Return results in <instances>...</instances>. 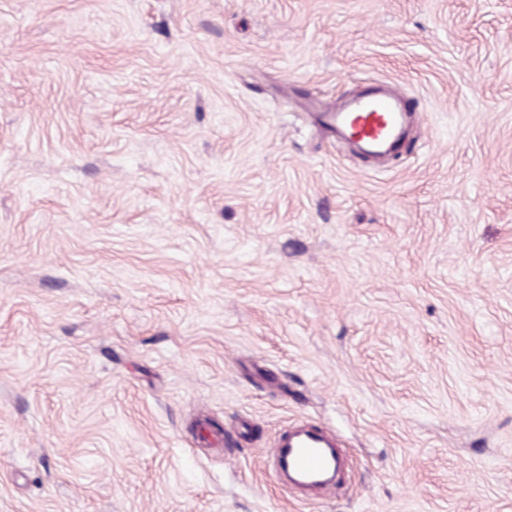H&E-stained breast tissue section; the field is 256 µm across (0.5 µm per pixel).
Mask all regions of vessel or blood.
Returning <instances> with one entry per match:
<instances>
[{
	"instance_id": "1",
	"label": "vessel or blood",
	"mask_w": 512,
	"mask_h": 512,
	"mask_svg": "<svg viewBox=\"0 0 512 512\" xmlns=\"http://www.w3.org/2000/svg\"><path fill=\"white\" fill-rule=\"evenodd\" d=\"M411 115L400 91L371 82L341 104L321 111L318 119L358 155L378 158L400 143ZM270 465L280 485L310 496L338 484L348 455L328 429L294 421L275 437Z\"/></svg>"
}]
</instances>
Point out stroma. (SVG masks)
Listing matches in <instances>:
<instances>
[{
	"label": "stroma",
	"instance_id": "obj_1",
	"mask_svg": "<svg viewBox=\"0 0 512 512\" xmlns=\"http://www.w3.org/2000/svg\"><path fill=\"white\" fill-rule=\"evenodd\" d=\"M0 512H512V0H0ZM318 119L339 141L361 156L382 157L401 141L413 110L400 91L383 82L367 83ZM348 455L328 429L293 421L275 437L270 465L277 482L310 496L332 490L348 465Z\"/></svg>",
	"mask_w": 512,
	"mask_h": 512
}]
</instances>
